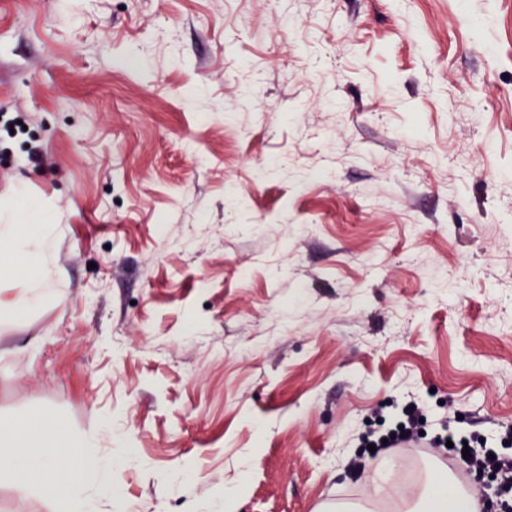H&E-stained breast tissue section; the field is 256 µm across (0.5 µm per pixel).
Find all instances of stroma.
<instances>
[{
	"mask_svg": "<svg viewBox=\"0 0 512 512\" xmlns=\"http://www.w3.org/2000/svg\"><path fill=\"white\" fill-rule=\"evenodd\" d=\"M21 185L0 421L119 420L101 512H402L447 459L347 464L410 401L512 453V0H0ZM15 193L13 200L0 205V277L21 284L11 297L0 295V316L6 317L53 302L64 308L67 294L55 288L51 263L55 238L49 230L50 214L40 205L26 204ZM21 253L23 260L16 254Z\"/></svg>",
	"mask_w": 512,
	"mask_h": 512,
	"instance_id": "1",
	"label": "stroma"
}]
</instances>
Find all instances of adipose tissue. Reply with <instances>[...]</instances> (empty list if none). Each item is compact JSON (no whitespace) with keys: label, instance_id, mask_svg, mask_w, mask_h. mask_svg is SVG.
<instances>
[{"label":"adipose tissue","instance_id":"ef3b65f1","mask_svg":"<svg viewBox=\"0 0 512 512\" xmlns=\"http://www.w3.org/2000/svg\"><path fill=\"white\" fill-rule=\"evenodd\" d=\"M49 221L47 210L26 203L23 194L0 204V277L20 284L13 296L0 297L1 317L47 302L66 306L51 269L55 238ZM47 422L39 415L0 423V480L20 497L47 503L50 512H100L102 502L116 496L115 473L128 456L102 454L93 434L57 439L47 433ZM417 512H480V506L473 492L442 480L431 485Z\"/></svg>","mask_w":512,"mask_h":512}]
</instances>
